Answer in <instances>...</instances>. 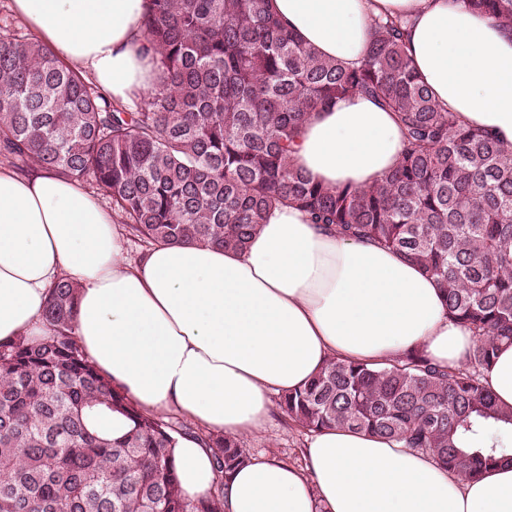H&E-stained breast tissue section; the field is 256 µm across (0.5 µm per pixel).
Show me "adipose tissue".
Wrapping results in <instances>:
<instances>
[{"instance_id":"ef3b65f1","label":"adipose tissue","mask_w":512,"mask_h":512,"mask_svg":"<svg viewBox=\"0 0 512 512\" xmlns=\"http://www.w3.org/2000/svg\"><path fill=\"white\" fill-rule=\"evenodd\" d=\"M59 58L113 97L151 91L141 51L144 0H11ZM326 58L361 62L375 17L407 19L406 51L434 98L512 146V32L466 0H271ZM404 142L393 113L360 94L314 112L294 165L328 187L368 186ZM125 230L97 196L54 171L0 167V343L47 333L51 285L78 288L74 334L88 360L141 413L174 412L211 433L260 431L272 395L332 356L376 362L419 349L457 367L473 344L440 284L370 241L337 236L293 207L271 210L243 250L157 244L129 261ZM482 381L512 409V346ZM183 497L222 494L224 512H512V463L476 481L431 455L347 429L313 433L304 468L252 456L218 475L214 451L177 437Z\"/></svg>"}]
</instances>
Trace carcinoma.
<instances>
[{"mask_svg":"<svg viewBox=\"0 0 512 512\" xmlns=\"http://www.w3.org/2000/svg\"><path fill=\"white\" fill-rule=\"evenodd\" d=\"M152 91L114 101L53 48L0 33V157L92 181L148 243L243 249L276 206L341 237L371 240L437 279L474 339L457 368L417 351L379 363L326 359L278 406L307 433L366 431L474 480L512 453L481 437L512 425L483 371L512 344V149L458 122L414 72L406 21L378 18L359 65L325 59L270 0H145ZM512 31V0H466ZM393 112L405 148L369 186L327 187L291 162L312 112L349 94ZM78 288L49 290L52 334L0 344V512H224L189 507L175 436L114 391L73 336ZM125 420L112 436V415ZM219 474L248 459L235 436L204 437Z\"/></svg>","mask_w":512,"mask_h":512,"instance_id":"1","label":"carcinoma"}]
</instances>
